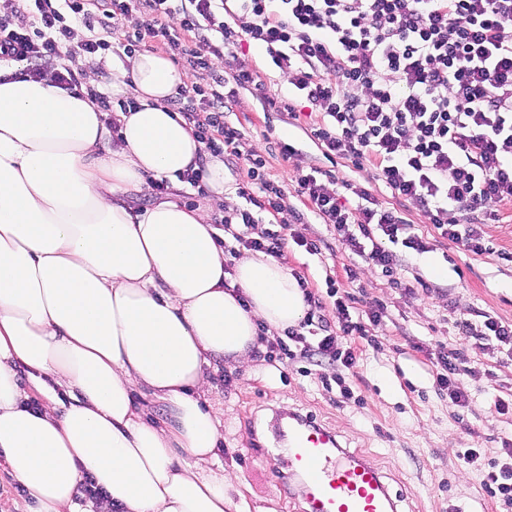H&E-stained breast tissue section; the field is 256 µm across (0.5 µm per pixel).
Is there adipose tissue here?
Here are the masks:
<instances>
[{"label": "adipose tissue", "mask_w": 512, "mask_h": 512, "mask_svg": "<svg viewBox=\"0 0 512 512\" xmlns=\"http://www.w3.org/2000/svg\"><path fill=\"white\" fill-rule=\"evenodd\" d=\"M186 80L152 51L113 60V90L137 105L112 114L0 70V465L29 512H85L87 475L108 512H229L215 361L249 371L260 333L304 317L283 262L250 255L225 273L208 211L167 200L137 213L123 200L203 152L168 104ZM20 365L44 405L28 404Z\"/></svg>", "instance_id": "adipose-tissue-1"}]
</instances>
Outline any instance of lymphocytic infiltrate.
I'll list each match as a JSON object with an SVG mask.
<instances>
[{"mask_svg": "<svg viewBox=\"0 0 512 512\" xmlns=\"http://www.w3.org/2000/svg\"><path fill=\"white\" fill-rule=\"evenodd\" d=\"M76 23L89 36L74 48ZM115 43L129 54L144 47L175 51L190 74L205 76V83L181 87L169 104L207 153L233 157L243 174L238 190L251 207L225 214L235 240L225 258L245 251L280 258L290 239L320 253L318 238L286 237L254 216L284 211L298 225L310 212L390 277L397 270L391 245L431 249L405 218L408 208L423 211L439 237L481 255L488 251L482 224L495 207L512 203V0H235L231 8L225 0H15L0 15V62L21 64L22 75L51 78L74 93L85 76L74 57L96 59ZM253 45L287 76L295 99L319 113L307 135L323 157L371 166L390 202L345 179L328 188L298 167L296 193L306 209L288 206L284 182L270 174L261 152L244 149L245 132L226 120L242 89L255 93L263 109L297 116L292 101L269 95L254 65L240 58ZM346 191L357 197L356 207L343 202ZM366 239L371 249H364ZM329 295L339 333L308 338V316L267 343L263 358L334 365L347 399L357 343L376 344L383 311L356 320L354 294L334 288ZM341 336L347 346H339ZM435 355L442 367L436 387L468 406L458 385L470 372L463 350L440 342ZM463 457L482 463L480 487L489 497L512 502L511 438L495 454L470 448Z\"/></svg>", "mask_w": 512, "mask_h": 512, "instance_id": "1", "label": "lymphocytic infiltrate"}]
</instances>
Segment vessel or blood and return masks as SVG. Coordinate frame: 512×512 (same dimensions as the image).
<instances>
[{
  "mask_svg": "<svg viewBox=\"0 0 512 512\" xmlns=\"http://www.w3.org/2000/svg\"><path fill=\"white\" fill-rule=\"evenodd\" d=\"M288 447V468L297 478L303 512H397L380 468L344 448L336 434L303 417L274 425Z\"/></svg>",
  "mask_w": 512,
  "mask_h": 512,
  "instance_id": "vessel-or-blood-1",
  "label": "vessel or blood"
}]
</instances>
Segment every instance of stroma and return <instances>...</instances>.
<instances>
[{"label": "stroma", "mask_w": 512, "mask_h": 512, "mask_svg": "<svg viewBox=\"0 0 512 512\" xmlns=\"http://www.w3.org/2000/svg\"><path fill=\"white\" fill-rule=\"evenodd\" d=\"M236 115L247 131V147L261 150L281 142L297 149L291 161L277 154L268 158L270 172L282 180H290L297 165L331 167L337 177L360 183L371 179V169H355L348 160L329 164L304 126L264 113L249 91H240ZM163 198L204 208L215 224L224 216L212 194L188 185L168 189L162 197L145 186L125 201L141 210ZM482 230L490 247L482 255L444 239L422 254L393 247L397 263L404 266L397 284L342 242L332 241L319 255L287 242L286 264L312 292L325 294L329 276L337 287L349 288L344 269L357 266V285L364 290L358 312L378 300L386 317L378 345L363 349L352 385L355 401L337 402L324 390L326 367L307 372L298 362L258 357L250 374L234 371L229 379H216L212 399L224 410V464L237 474L251 512L303 508L301 498L289 494L287 478L274 477L266 462L275 418L288 412L310 417L350 450L374 460L399 499V512H512V506L482 494L479 471L463 458L469 448L496 451L502 438L512 435V413L501 415L494 408L495 401L512 402V347L487 336H462L457 329L463 319L482 327L488 316L512 323V207L500 210L498 220ZM435 261L447 268V277L433 275ZM418 277L430 284V291H407ZM440 341L464 348L470 360L472 372L462 380L472 398L469 407H459L433 385L432 365L423 350Z\"/></svg>", "instance_id": "obj_1"}]
</instances>
